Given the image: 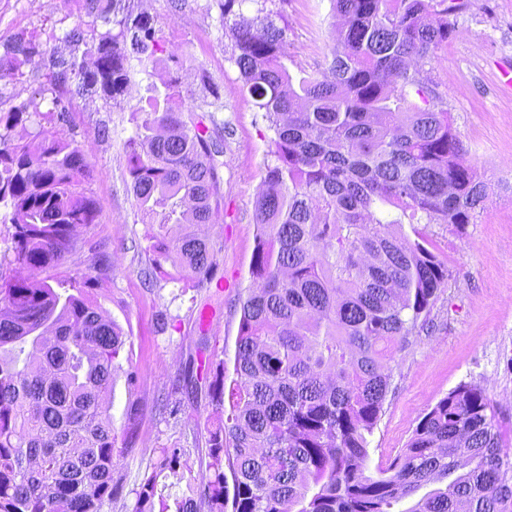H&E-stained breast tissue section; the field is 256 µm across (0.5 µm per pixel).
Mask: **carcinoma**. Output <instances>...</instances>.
Segmentation results:
<instances>
[{"label": "carcinoma", "mask_w": 512, "mask_h": 512, "mask_svg": "<svg viewBox=\"0 0 512 512\" xmlns=\"http://www.w3.org/2000/svg\"><path fill=\"white\" fill-rule=\"evenodd\" d=\"M234 2L224 0V31L274 132L255 204L259 286L240 299L233 373L215 358L187 379L212 406L204 431L193 448L158 450L132 512H512V452L478 384L450 390L390 465L367 473L396 355L450 277L419 225L462 230L486 198L450 113L417 78L464 0H333L331 61L296 79L281 63L286 29L269 14L239 23ZM86 5L118 31L89 60L77 54L81 32L68 33L71 56L50 60L56 86L118 96L134 66L154 63L157 30L126 0ZM37 54L19 37L9 62ZM408 86L423 105H407ZM173 95L167 85L140 109L129 189L150 226L152 275L201 285L223 251L199 232L221 207L219 149L203 120L169 105ZM30 117L0 114V128ZM88 173L81 148L56 133L17 144L0 133L10 263L26 271L0 280V512H104L123 491L111 395L126 336L65 293L73 284L46 281L74 229L95 221L77 190Z\"/></svg>", "instance_id": "1"}]
</instances>
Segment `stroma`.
<instances>
[{"label": "stroma", "instance_id": "obj_1", "mask_svg": "<svg viewBox=\"0 0 512 512\" xmlns=\"http://www.w3.org/2000/svg\"><path fill=\"white\" fill-rule=\"evenodd\" d=\"M222 0H131L134 12L153 17L159 48L150 73L132 72L127 90L59 95L49 65L68 55L64 35L82 26L87 51H94L112 23L88 17L85 0H0V56L16 37L31 41L38 56L0 75V112L19 105L44 113L42 125L16 128L14 137L32 139L39 130L75 141L90 163L81 187L91 197L94 223L75 228V247L56 276L76 280L81 294L127 334L123 349L137 370L128 382L118 370L112 386V425L123 429L130 407L140 410L129 447H117L124 491L109 512H131L136 481L155 449L191 446L196 423L212 407L205 397L172 390L201 358L218 355L233 362L239 331L238 296L255 287L251 275L257 224L255 201L271 162L272 131L253 99L242 92L234 63L237 50L224 33ZM273 15L288 34L283 60L292 76L326 68L333 45L332 0H246L237 16ZM452 33L420 76L443 98V107L465 145L469 163L486 185L484 209L464 230L448 224L427 228L439 259L451 273L428 326L396 356L398 369L382 416L369 438L370 472L387 467L405 448L419 420L449 390L479 384L493 402L504 441L512 447V93L499 90L501 67L512 62V0H466L451 13ZM172 82L176 105L214 121L223 152L218 158L224 203L205 233L223 244L217 276L229 286H197L151 275L152 251L129 190L128 140L132 114L155 88ZM220 102V111L210 109ZM63 105L64 120L53 111ZM216 315L200 329L198 314ZM179 406L176 416L159 412L158 402Z\"/></svg>", "mask_w": 512, "mask_h": 512}]
</instances>
